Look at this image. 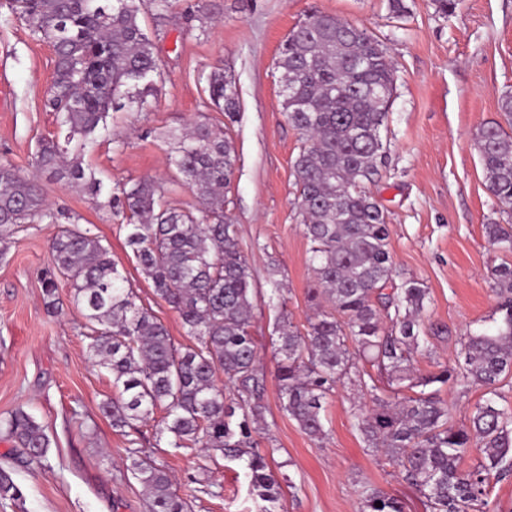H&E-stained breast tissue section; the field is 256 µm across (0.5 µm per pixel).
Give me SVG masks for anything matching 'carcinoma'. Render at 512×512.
Masks as SVG:
<instances>
[{
  "instance_id": "obj_1",
  "label": "carcinoma",
  "mask_w": 512,
  "mask_h": 512,
  "mask_svg": "<svg viewBox=\"0 0 512 512\" xmlns=\"http://www.w3.org/2000/svg\"><path fill=\"white\" fill-rule=\"evenodd\" d=\"M10 16L55 57L46 107L58 129L40 142L33 167L95 198L122 217L127 244L153 294L175 310L192 343L177 345L165 325L137 304V295L89 230L65 227L52 238V271L42 283L47 308L59 310L57 278L71 282L84 318L90 357L112 377L101 405L112 428L138 430L154 411L173 448L198 445L246 463L259 512H275L281 485L253 433L263 420L265 373L252 335L253 288L246 256L228 213L236 152L224 130L198 120L167 135L175 182L196 197V210L165 199L163 185L141 179L108 189L82 158L108 130L110 113L125 107V89L148 87L157 71L153 44L140 19V0H6ZM276 68L288 122L304 136L293 173L309 262L310 298L323 300L301 331L288 318L279 266L270 268L277 300V379L282 409L309 436H324L322 411L360 358L387 374L390 395L363 383L373 406L353 413L370 448H383L429 512H480L491 480L512 477V413L489 397L468 425H455L436 384L461 391L493 386L512 374V265L492 270L500 295L492 325L460 341L453 362L420 374L426 289L396 283L384 211L366 191L384 154L381 130L395 91L394 69L365 30L314 12L281 44ZM208 105L229 123L240 114L237 86L221 70L206 78ZM486 189L512 207V135L498 123L475 139ZM54 224L38 176L0 162V240L19 224ZM500 252L512 254V225H485ZM224 383L218 384V376ZM6 436L29 459L47 460L50 436L24 408L10 414ZM483 460L459 467L472 448ZM128 449L131 470L146 492L147 512H188L165 466ZM10 471L0 469V498H21ZM382 506H376V502ZM359 512H404L376 486L360 492Z\"/></svg>"
}]
</instances>
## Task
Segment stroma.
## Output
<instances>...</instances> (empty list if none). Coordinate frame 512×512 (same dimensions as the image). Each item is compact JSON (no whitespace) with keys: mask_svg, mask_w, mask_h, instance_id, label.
Returning <instances> with one entry per match:
<instances>
[{"mask_svg":"<svg viewBox=\"0 0 512 512\" xmlns=\"http://www.w3.org/2000/svg\"><path fill=\"white\" fill-rule=\"evenodd\" d=\"M210 2L209 19L189 25L181 17L182 0L161 17L153 0H142L141 20L160 75L146 107L114 112L111 137L83 163L109 186L146 177L169 182L168 201L192 210L194 194L171 183L164 135L203 116L227 126L237 155L228 208L251 269L252 331L267 378L265 425L257 440L281 481L277 512H357L367 485L398 497L405 512H426L384 450L366 447L353 413L370 397L354 382L338 384L329 398L324 437L307 435L281 409L269 268L278 264L288 314L300 327L313 313L314 276L294 205L292 162L302 138L284 115L275 62L290 30L317 10L367 30L394 63L386 158L367 189L385 212L397 274L427 290L428 343L415 359L421 372H434L455 357L464 336L487 324L498 302L491 271L512 264V255L494 249L485 234L488 224H512V212H501L488 193L475 146L478 129L500 119L501 95L512 92V0H461L449 15L434 0H403L400 16L390 12L388 0ZM217 68L239 89L241 110L230 125L206 104L205 78ZM53 72L52 49L1 7L0 162L25 174L39 140L56 130L45 106ZM42 184L51 208L102 238L142 304L175 343H187L178 313L155 299L119 218L87 193L48 178ZM59 230L25 224L0 243V425L21 407L52 440L48 464H24L19 448L0 432V466L10 469L23 494L15 502L0 499V512H146L142 488L128 469L132 447L166 466L174 491L193 512H256L243 462L210 457L198 446L170 447L159 432L163 410L132 437L101 413L112 379L88 354L69 281L59 283L62 313L48 312L43 300L48 243Z\"/></svg>","mask_w":512,"mask_h":512,"instance_id":"35a3bbf8","label":"stroma"}]
</instances>
